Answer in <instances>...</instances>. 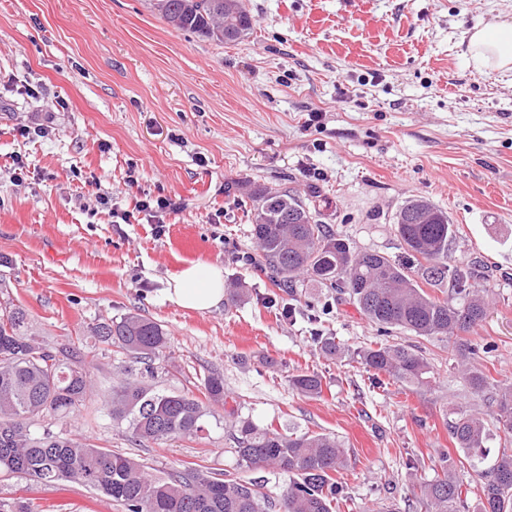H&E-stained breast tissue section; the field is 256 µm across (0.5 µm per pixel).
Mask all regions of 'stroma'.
<instances>
[{"label":"stroma","instance_id":"35a3bbf8","mask_svg":"<svg viewBox=\"0 0 512 512\" xmlns=\"http://www.w3.org/2000/svg\"><path fill=\"white\" fill-rule=\"evenodd\" d=\"M244 4L253 29L225 44L174 29L153 0H0V280L46 344L91 349L92 397L68 423L34 427L136 458L157 476L197 463L273 497L289 476L238 465L232 415L332 434L349 450L339 512H426L419 484L454 449V410L493 412L495 388L512 385V72H479L467 52L473 25L512 17V0ZM249 182L312 198L317 220L354 250L400 262L399 208L419 196L447 212L458 228L449 263L488 269L489 315L470 338L488 347L473 365L489 388L461 378L454 339L401 330L392 338L428 359L431 382L373 381L354 351L379 332L348 295L278 294L243 263L257 252ZM157 196L178 205L160 227L135 210ZM198 260L245 283L249 297L204 313L164 300ZM322 305V333L349 348L335 359L312 340L309 316ZM130 312L169 334L152 364L158 390L198 397L205 375L223 376L226 403L202 438L142 445L109 414L113 383L140 365L86 332ZM300 372L321 376V396L292 389ZM0 498L34 512H125L88 486L21 474H0Z\"/></svg>","mask_w":512,"mask_h":512}]
</instances>
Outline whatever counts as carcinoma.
<instances>
[{
    "mask_svg": "<svg viewBox=\"0 0 512 512\" xmlns=\"http://www.w3.org/2000/svg\"><path fill=\"white\" fill-rule=\"evenodd\" d=\"M156 7L175 29L220 42H236L253 28L243 0H156ZM248 213L259 255L251 265L270 273L274 285L293 289L299 278L338 288L359 313L377 325L382 338L357 351L360 363L374 375L399 383H429L430 366L415 349L389 340L392 330L418 337L459 336L484 322L487 305L480 275L469 267L450 268L448 242L456 225L424 198L407 201L396 213L398 236L417 262V269L377 251H354L339 233L319 223L307 203L286 190L253 184ZM448 283V295L433 296L424 286ZM96 342L147 364L169 344L158 322L137 312L92 325ZM322 353L336 356L345 346L333 336L314 333ZM480 345L462 340L454 347L460 373L481 392L488 376L470 366ZM300 394L317 397L322 378L302 372L290 378ZM91 389L81 352L73 346L52 347L29 330L26 311L0 302V473H21L36 483L77 481L120 503L125 512H335L345 502L336 475L348 465V449L336 436L305 432L288 435L235 420L233 436L238 464L291 475L277 502L256 481L219 478L191 463L168 477H156L139 461L49 428L31 430L36 417L74 416ZM204 399L153 389L142 378L123 379L108 404L112 419L127 425L141 443L196 439L208 430L207 404L224 401V377L210 373L203 381ZM495 421L512 442V386L495 398ZM486 420L475 409H461L448 425L458 453L471 459L481 481L479 512H512V453L497 456L485 470ZM441 474L420 484L427 512H462L461 484L448 474L455 466L448 452L438 457Z\"/></svg>",
    "mask_w": 512,
    "mask_h": 512,
    "instance_id": "obj_1",
    "label": "carcinoma"
}]
</instances>
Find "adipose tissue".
<instances>
[{"label":"adipose tissue","instance_id":"adipose-tissue-1","mask_svg":"<svg viewBox=\"0 0 512 512\" xmlns=\"http://www.w3.org/2000/svg\"><path fill=\"white\" fill-rule=\"evenodd\" d=\"M468 51L476 67L512 69V22L474 26ZM164 298L184 309L210 311L224 300V274L208 261L190 263L174 278Z\"/></svg>","mask_w":512,"mask_h":512}]
</instances>
